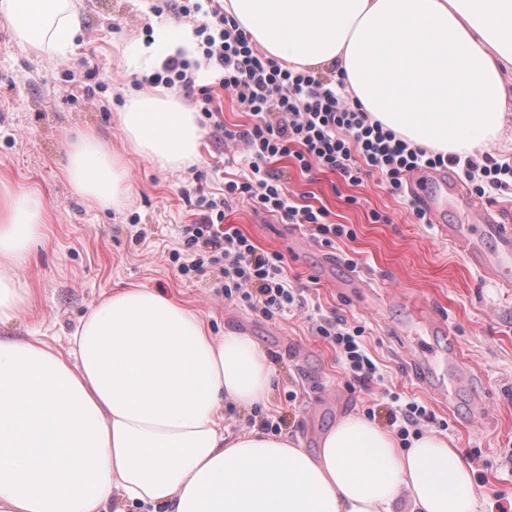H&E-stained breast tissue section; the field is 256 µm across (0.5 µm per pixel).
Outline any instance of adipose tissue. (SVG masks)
<instances>
[{"instance_id":"obj_1","label":"adipose tissue","mask_w":512,"mask_h":512,"mask_svg":"<svg viewBox=\"0 0 512 512\" xmlns=\"http://www.w3.org/2000/svg\"><path fill=\"white\" fill-rule=\"evenodd\" d=\"M271 57L336 71L349 99L411 143L468 155L512 110V0H224ZM0 20L35 54L66 53L70 0H0ZM132 150L168 170L196 162L195 112L163 87L119 114ZM64 175L90 205L121 211L126 159L87 131ZM47 221L40 199L0 189V260L28 262ZM67 352L0 337V512H476L480 489L434 432L401 448L369 419L341 417L316 450L224 405L271 400L275 371L247 333L212 336L191 309L144 286L80 319Z\"/></svg>"}]
</instances>
